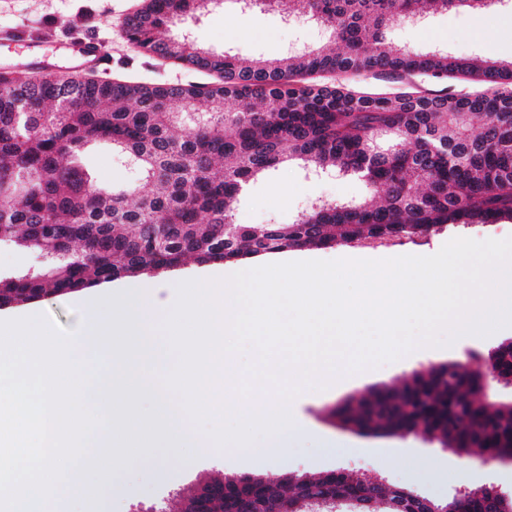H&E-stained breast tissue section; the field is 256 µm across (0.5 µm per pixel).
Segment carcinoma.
<instances>
[{
    "label": "carcinoma",
    "mask_w": 512,
    "mask_h": 512,
    "mask_svg": "<svg viewBox=\"0 0 512 512\" xmlns=\"http://www.w3.org/2000/svg\"><path fill=\"white\" fill-rule=\"evenodd\" d=\"M237 9L277 8L327 30V44L251 60L208 51L171 33L205 0H146L126 21L146 55L217 76L209 85L63 81L52 74L0 77V242L47 259L0 275V308L61 297L193 259L231 262L291 249L389 246L452 224L512 220V64L482 63L445 49L393 43L387 30L409 16L485 0H225ZM476 74L471 96L365 94L309 83L319 74ZM106 144L137 183L101 186L87 148ZM307 175L343 173L365 182L359 200L315 198L291 224H237L250 183L283 163ZM345 425L390 432L412 426L467 455L512 448V403L487 404L453 362L415 371L333 410ZM320 475L239 482L209 474L160 512H309L325 496ZM394 492L358 476L334 495Z\"/></svg>",
    "instance_id": "obj_1"
}]
</instances>
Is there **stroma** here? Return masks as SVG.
<instances>
[{
	"label": "stroma",
	"mask_w": 512,
	"mask_h": 512,
	"mask_svg": "<svg viewBox=\"0 0 512 512\" xmlns=\"http://www.w3.org/2000/svg\"><path fill=\"white\" fill-rule=\"evenodd\" d=\"M142 0H0V29L20 28L23 40L0 43V73L68 74L81 61L80 42L90 38L102 43L112 59V75L148 84H206L212 75L189 71L140 52L124 39L123 23ZM201 45L244 58L276 59L292 46H315L325 40L318 26L285 23L278 13L255 10L241 13L227 5H213L180 26ZM397 44L415 49L441 47L458 57H477L489 62H512V8H491L481 13H436L416 25L389 31ZM324 83L365 93L421 91L424 93L473 94L482 91L477 77L450 75L431 79L420 75L368 74L360 77L327 74ZM84 161L99 183L125 186L136 179L134 171L111 150L93 147ZM356 179L306 177L302 168L288 165L271 176L252 182L235 211L239 224H289L315 197L345 201L366 196ZM512 236V221L449 227L447 230L388 246L391 256L429 255L456 237L482 241ZM25 312L44 315L62 328L79 332L93 318L80 305L77 293L25 305ZM512 340V326L490 335H464L446 347H421L378 367L333 375L327 388L296 397L289 405L301 429L274 458L251 460L236 452L194 453L189 461L159 455L156 466L125 470L123 485L113 492L109 512H152L175 494H188L198 480L212 470L230 475L288 472L321 474L346 469L362 477L382 474L389 481L430 498L452 496L456 488L483 484L512 490V466L463 467L456 455L423 435L405 439L361 433L343 427L330 414L336 404L361 397L374 386L395 385L410 374L446 361L484 356Z\"/></svg>",
	"instance_id": "1"
}]
</instances>
